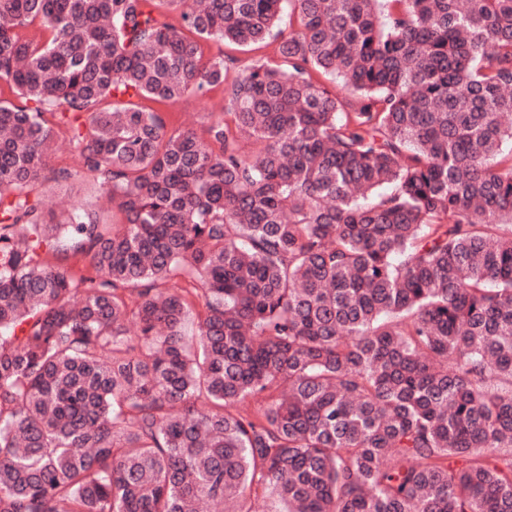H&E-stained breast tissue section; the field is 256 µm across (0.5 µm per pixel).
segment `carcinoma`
<instances>
[{"instance_id":"carcinoma-1","label":"carcinoma","mask_w":512,"mask_h":512,"mask_svg":"<svg viewBox=\"0 0 512 512\" xmlns=\"http://www.w3.org/2000/svg\"><path fill=\"white\" fill-rule=\"evenodd\" d=\"M202 2L0 0V512H512V0ZM166 112L171 126L184 123L200 134L211 118L224 112V97L220 89H213L203 97L160 106ZM50 164L54 168H68L76 173L67 182H46L41 187L45 206L60 214H67L73 206L95 208L99 203L101 189L97 181L81 170L78 153L70 145L67 133L60 132L57 145L51 156Z\"/></svg>"}]
</instances>
